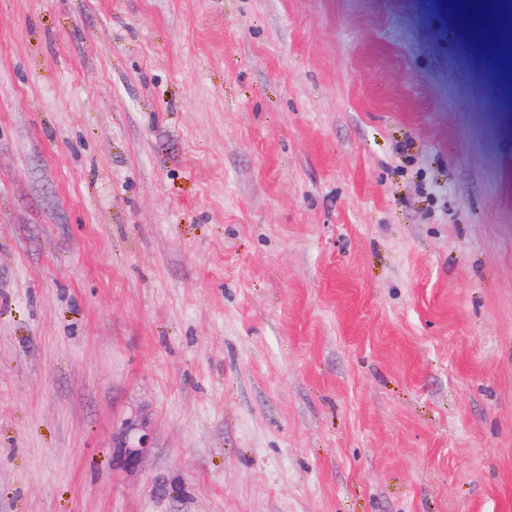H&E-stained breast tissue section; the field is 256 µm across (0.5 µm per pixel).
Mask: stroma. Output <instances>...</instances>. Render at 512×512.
Masks as SVG:
<instances>
[{
    "label": "stroma",
    "instance_id": "35a3bbf8",
    "mask_svg": "<svg viewBox=\"0 0 512 512\" xmlns=\"http://www.w3.org/2000/svg\"><path fill=\"white\" fill-rule=\"evenodd\" d=\"M490 37L441 0H0V512H512ZM150 448V433L144 428L130 434L125 441L124 448H120V458L128 469L137 468L147 449Z\"/></svg>",
    "mask_w": 512,
    "mask_h": 512
}]
</instances>
